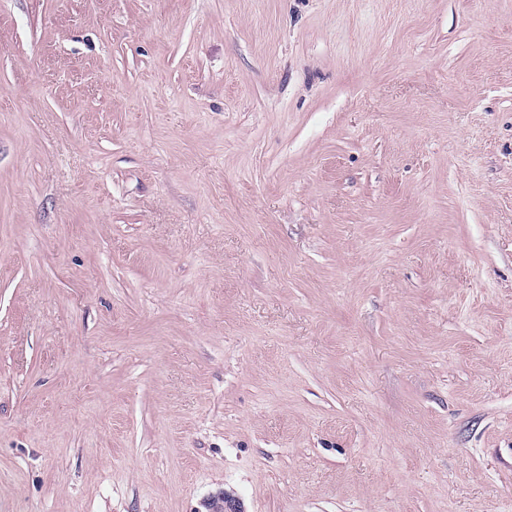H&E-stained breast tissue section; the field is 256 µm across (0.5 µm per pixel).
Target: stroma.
I'll return each instance as SVG.
<instances>
[{"mask_svg": "<svg viewBox=\"0 0 512 512\" xmlns=\"http://www.w3.org/2000/svg\"><path fill=\"white\" fill-rule=\"evenodd\" d=\"M512 512V0H0V512ZM206 512H243L240 502L220 490L204 501Z\"/></svg>", "mask_w": 512, "mask_h": 512, "instance_id": "obj_1", "label": "stroma"}]
</instances>
